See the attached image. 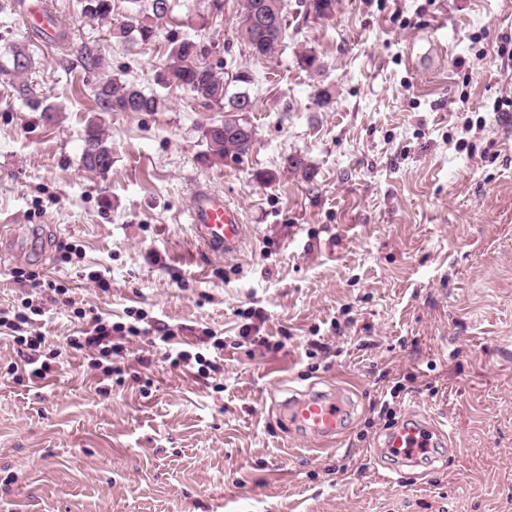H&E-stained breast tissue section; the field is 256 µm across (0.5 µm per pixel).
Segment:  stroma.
Returning a JSON list of instances; mask_svg holds the SVG:
<instances>
[{"label": "stroma", "instance_id": "1", "mask_svg": "<svg viewBox=\"0 0 512 512\" xmlns=\"http://www.w3.org/2000/svg\"><path fill=\"white\" fill-rule=\"evenodd\" d=\"M188 2L147 46L89 24L82 0L0 14V55L24 47L26 81L56 108L44 121L0 74V306L30 295L9 275L26 267L69 286L87 316L122 322L132 308L224 341L221 372L202 376L158 354L139 365L151 339L136 338L121 381L106 380L66 345L73 310L51 305L42 331L63 368L19 382L17 347L0 339V512H512V0H336L323 19L286 0L268 59L239 40L242 0L205 20ZM28 4L58 17L63 40L31 32ZM176 35L213 41L225 75H250L248 154L202 162L222 115L184 90L161 112L98 113L107 79L158 91ZM88 47L101 65L84 64ZM97 114L103 175L80 162ZM292 155L313 180L285 169ZM200 187L240 211L236 253L193 237ZM70 247L108 290L63 261ZM255 325L283 348L239 344ZM342 385L343 436L315 450L288 399ZM383 400L391 417L373 410ZM411 409L448 423L453 447L416 464L376 453Z\"/></svg>", "mask_w": 512, "mask_h": 512}]
</instances>
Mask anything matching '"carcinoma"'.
I'll return each instance as SVG.
<instances>
[{
	"instance_id": "carcinoma-1",
	"label": "carcinoma",
	"mask_w": 512,
	"mask_h": 512,
	"mask_svg": "<svg viewBox=\"0 0 512 512\" xmlns=\"http://www.w3.org/2000/svg\"><path fill=\"white\" fill-rule=\"evenodd\" d=\"M128 3L127 13L117 21L112 19V0H83L82 13L92 23H109V32L116 40H133L142 45L153 42L161 26L172 18L169 0H128ZM302 5L306 14L314 12L323 18L332 14L336 0H302ZM284 8L285 0H243L239 33L250 56L267 59L276 53L285 27ZM201 44V39L171 40L166 64L157 74L156 82L165 89L187 90L202 108L224 113V120L204 131L206 152L202 158L215 163L227 157L243 156L250 150L254 135L239 136L232 129L239 125L253 130L247 120L239 117L244 110L252 111L253 101L245 91L229 93L228 82L217 72L223 65L212 63L201 50ZM31 68V57L18 47L0 62V72L19 79L12 85L14 97L41 109L43 118L51 121L55 107L43 104L36 88L21 79ZM94 99L100 112H161L166 108V99L159 93H146L115 79L100 85ZM81 161L86 170L99 174L107 173L112 167V146L95 120L85 126Z\"/></svg>"
}]
</instances>
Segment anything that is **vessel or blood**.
Listing matches in <instances>:
<instances>
[{"mask_svg":"<svg viewBox=\"0 0 512 512\" xmlns=\"http://www.w3.org/2000/svg\"><path fill=\"white\" fill-rule=\"evenodd\" d=\"M187 222L194 236L215 254L234 253L244 239L245 226L239 211L225 204L223 195L209 189L195 192L187 209ZM346 411L343 398L322 395L298 399L289 405L291 418L328 448L335 445L342 431ZM446 438L438 424L426 426L407 420L387 433L384 446L390 454L413 463L432 448L434 440Z\"/></svg>","mask_w":512,"mask_h":512,"instance_id":"1","label":"vessel or blood"}]
</instances>
